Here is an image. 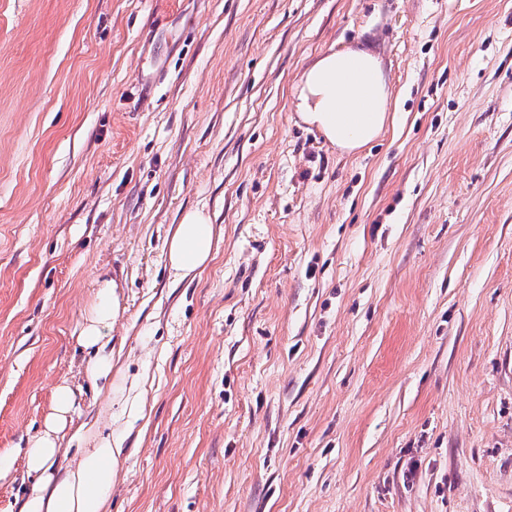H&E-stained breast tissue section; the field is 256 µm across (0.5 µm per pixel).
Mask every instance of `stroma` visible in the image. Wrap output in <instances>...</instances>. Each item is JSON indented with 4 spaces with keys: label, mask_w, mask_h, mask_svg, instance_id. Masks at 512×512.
Returning a JSON list of instances; mask_svg holds the SVG:
<instances>
[{
    "label": "stroma",
    "mask_w": 512,
    "mask_h": 512,
    "mask_svg": "<svg viewBox=\"0 0 512 512\" xmlns=\"http://www.w3.org/2000/svg\"><path fill=\"white\" fill-rule=\"evenodd\" d=\"M364 38L392 118L342 155L293 85ZM62 382L110 512H512V0H0V512ZM219 235L210 217L199 211L187 212L167 242L169 266L179 279H194L213 259ZM116 285L112 280L97 283L92 305L80 325L78 344L84 350L94 353L90 362L91 375L95 380H109L112 389V350L106 351L105 330L112 326L118 315Z\"/></svg>",
    "instance_id": "1"
}]
</instances>
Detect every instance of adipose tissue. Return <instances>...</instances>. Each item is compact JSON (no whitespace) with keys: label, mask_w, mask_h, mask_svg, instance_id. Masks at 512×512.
<instances>
[{"label":"adipose tissue","mask_w":512,"mask_h":512,"mask_svg":"<svg viewBox=\"0 0 512 512\" xmlns=\"http://www.w3.org/2000/svg\"><path fill=\"white\" fill-rule=\"evenodd\" d=\"M301 120L316 128L336 149L355 153L379 138L389 121L391 91L379 55L355 44L321 53L301 72L293 88ZM219 247V236L208 215L187 212L167 242L169 266L181 279L200 275ZM113 281L98 282L95 297L80 325L78 343L91 352L94 379L112 377V355L105 331L118 314ZM75 402L69 384L58 385L43 430L26 452L25 468L36 481L16 502L18 512H109L112 478L118 454L112 434L93 433V447L80 449L59 464V436Z\"/></svg>","instance_id":"adipose-tissue-1"}]
</instances>
